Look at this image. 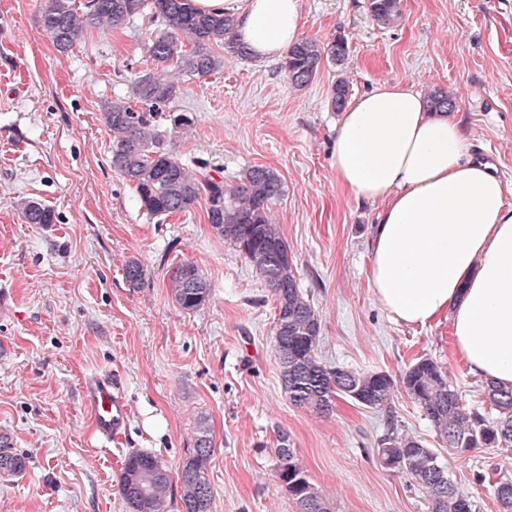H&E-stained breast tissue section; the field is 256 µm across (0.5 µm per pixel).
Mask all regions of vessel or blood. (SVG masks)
Listing matches in <instances>:
<instances>
[{"mask_svg":"<svg viewBox=\"0 0 512 512\" xmlns=\"http://www.w3.org/2000/svg\"><path fill=\"white\" fill-rule=\"evenodd\" d=\"M81 404L90 413L99 437L109 441L123 434L129 406L115 375L105 372L85 377L81 385Z\"/></svg>","mask_w":512,"mask_h":512,"instance_id":"obj_1","label":"vessel or blood"}]
</instances>
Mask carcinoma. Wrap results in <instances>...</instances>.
I'll list each match as a JSON object with an SVG mask.
<instances>
[{
  "label": "carcinoma",
  "instance_id": "carcinoma-1",
  "mask_svg": "<svg viewBox=\"0 0 512 512\" xmlns=\"http://www.w3.org/2000/svg\"><path fill=\"white\" fill-rule=\"evenodd\" d=\"M367 10L380 27L400 17V0H367ZM146 20V68L133 74L130 91L107 102L103 120L112 137V168L135 191L140 209L149 216L184 212L199 199L207 203L212 231L233 242L245 255L255 274L265 283L276 303L274 342L281 385L289 404L324 413L337 398L387 414L390 429L379 440L381 464L408 475L428 497L431 512H474L475 505L448 479L438 453L420 440L397 433L392 400L394 385L383 371H358L324 362L318 356L322 333L320 316L301 287L293 260L271 206L284 195L280 175L265 166H254L227 183L191 173L176 151V141L194 124L185 112H170L181 75L205 77L224 68V57L249 56L231 14H205L192 0H86L84 10L74 0H42L39 21L61 53L90 28L106 26L123 30L138 19ZM348 43L338 37L325 44L302 37L291 45L281 63L288 82L307 86L322 61L343 62ZM452 93L437 90L428 95L431 112H452ZM28 224H54V209L35 199L18 204ZM128 285L138 288L144 270L137 261L124 269ZM173 302L186 312L210 300L212 284L192 263L179 265L170 278ZM403 388L422 409L445 444L446 451L463 456L477 448L512 447V386L492 381L482 385L484 398L499 412L486 417L479 409L463 406L437 361L423 357L402 377ZM213 453L211 429L205 417L195 423L194 448L177 476L184 512H210L212 491L207 464ZM277 478L298 506L299 512H331L318 495L307 472L280 438L276 449ZM28 457L0 452V472L20 475ZM173 481L171 470L158 455L135 451L124 461L119 493L129 512H166ZM502 512H512V480L493 484Z\"/></svg>",
  "mask_w": 512,
  "mask_h": 512
}]
</instances>
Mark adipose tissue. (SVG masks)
<instances>
[{
  "instance_id": "obj_1",
  "label": "adipose tissue",
  "mask_w": 512,
  "mask_h": 512,
  "mask_svg": "<svg viewBox=\"0 0 512 512\" xmlns=\"http://www.w3.org/2000/svg\"><path fill=\"white\" fill-rule=\"evenodd\" d=\"M193 4L234 15L259 61L300 38L302 0ZM333 170L356 202L383 204L368 282L384 310L408 325L449 315L470 371L512 385V206L489 165L468 158L459 120L378 83L343 112Z\"/></svg>"
}]
</instances>
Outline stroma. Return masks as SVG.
<instances>
[{
	"mask_svg": "<svg viewBox=\"0 0 512 512\" xmlns=\"http://www.w3.org/2000/svg\"><path fill=\"white\" fill-rule=\"evenodd\" d=\"M366 3L303 0L302 36H342L349 46L343 64L322 63L306 87L289 84L279 61L251 58L180 77L171 109L195 124L178 154L228 182L256 165L279 173L286 192L272 214L320 315L326 361L396 379L430 357L465 407L486 413L482 380L456 351L449 317L394 321L369 286L382 205L355 202L336 180L341 115L330 96L341 79L352 99L380 82L453 92L471 154L493 167L512 203V0H402L388 28ZM40 8L41 0H0V445L28 458L23 475L0 472V512H128L118 489L128 454L150 451L179 471L201 415L215 446L211 512H298L276 477L282 434L333 512H428L415 482L377 459L392 421L438 451L476 512H499L493 483L512 479V448L448 455L402 388L390 418L344 399L323 415L288 403L272 294L213 233L205 201L148 216L112 168L103 110L143 67L142 27L89 29L63 54ZM23 198L53 208L56 222L25 223ZM132 260L145 273L138 288L124 278ZM186 262L213 286L190 313L169 288ZM106 370L119 374L130 410L111 444L96 439L80 401L84 377Z\"/></svg>",
	"mask_w": 512,
	"mask_h": 512,
	"instance_id": "stroma-1",
	"label": "stroma"
}]
</instances>
